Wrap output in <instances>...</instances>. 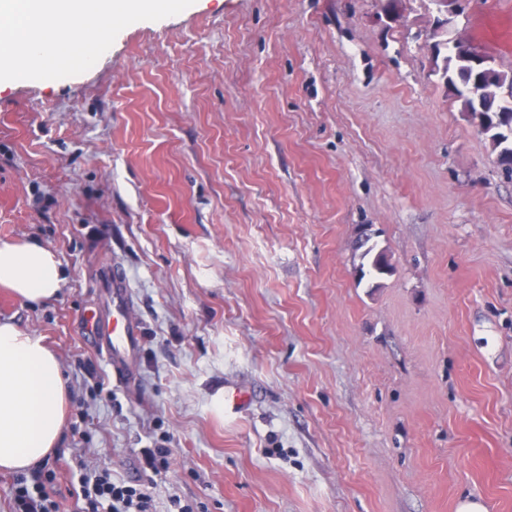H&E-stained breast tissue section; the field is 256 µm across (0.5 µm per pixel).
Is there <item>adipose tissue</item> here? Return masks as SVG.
<instances>
[{"label": "adipose tissue", "mask_w": 512, "mask_h": 512, "mask_svg": "<svg viewBox=\"0 0 512 512\" xmlns=\"http://www.w3.org/2000/svg\"><path fill=\"white\" fill-rule=\"evenodd\" d=\"M64 281L56 253L39 242L0 241V286L27 302L55 298ZM67 389L42 337L0 322V470L45 460L60 438Z\"/></svg>", "instance_id": "adipose-tissue-1"}]
</instances>
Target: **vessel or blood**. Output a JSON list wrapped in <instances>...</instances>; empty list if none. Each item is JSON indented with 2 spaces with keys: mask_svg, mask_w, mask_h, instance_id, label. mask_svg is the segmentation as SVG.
Listing matches in <instances>:
<instances>
[{
  "mask_svg": "<svg viewBox=\"0 0 512 512\" xmlns=\"http://www.w3.org/2000/svg\"><path fill=\"white\" fill-rule=\"evenodd\" d=\"M106 283L112 290L111 310L108 316L89 320L88 339L104 358L113 379L131 385L135 382L144 326L131 313L132 292L126 267L113 264Z\"/></svg>",
  "mask_w": 512,
  "mask_h": 512,
  "instance_id": "vessel-or-blood-1",
  "label": "vessel or blood"
}]
</instances>
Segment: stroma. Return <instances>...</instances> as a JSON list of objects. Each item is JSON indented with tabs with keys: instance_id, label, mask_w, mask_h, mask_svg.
Wrapping results in <instances>:
<instances>
[{
	"instance_id": "obj_1",
	"label": "stroma",
	"mask_w": 512,
	"mask_h": 512,
	"mask_svg": "<svg viewBox=\"0 0 512 512\" xmlns=\"http://www.w3.org/2000/svg\"><path fill=\"white\" fill-rule=\"evenodd\" d=\"M195 0L88 71L0 81V241L55 250L0 322L67 376L58 448L204 512H512V181L444 75L512 73V0ZM369 225L392 265L361 277ZM126 266L138 383L82 339ZM247 406L224 407V393ZM462 44L467 45V50L464 52L458 51ZM448 49L450 55H448L445 77H447L449 84L455 85V82L459 81L464 88L470 86L473 80L476 79L477 70L473 64V59L477 57V54L492 57L480 44L475 42H453ZM171 448L162 447L155 443L153 448H141V456L145 469L151 470L155 475L165 471L168 467V457Z\"/></svg>"
}]
</instances>
